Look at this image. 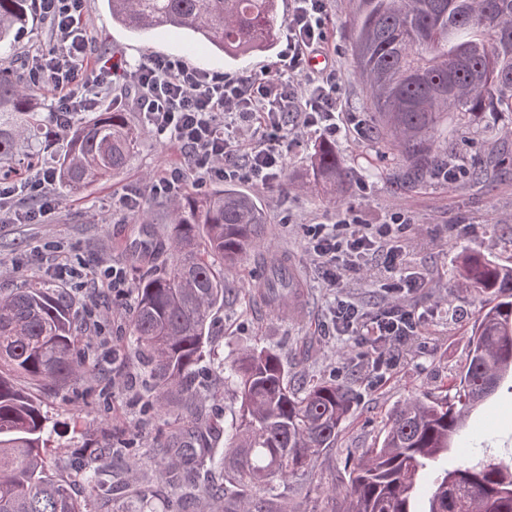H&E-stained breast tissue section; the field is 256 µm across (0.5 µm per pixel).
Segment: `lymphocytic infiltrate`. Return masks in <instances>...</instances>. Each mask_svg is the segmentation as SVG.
Listing matches in <instances>:
<instances>
[{
    "instance_id": "obj_1",
    "label": "lymphocytic infiltrate",
    "mask_w": 512,
    "mask_h": 512,
    "mask_svg": "<svg viewBox=\"0 0 512 512\" xmlns=\"http://www.w3.org/2000/svg\"><path fill=\"white\" fill-rule=\"evenodd\" d=\"M37 6L49 25L50 44L29 56L27 68L34 85L53 88L54 121L68 122L73 114L97 106L102 93L122 85L124 93L112 98L111 107L136 104L152 132L193 160L199 184L222 178L264 184L277 179L284 170L281 143L288 113L298 114L301 128L314 127L331 137L338 132L343 75L332 66L308 68L311 58L325 51V0H293L277 77L232 80L162 57L123 69L92 60L82 22L84 0H37ZM242 129L250 133L244 153L237 147ZM405 224L399 212L388 223L375 225L341 215L334 223L309 226V250L333 287L342 272L359 271L363 254L385 249L383 269L390 278L386 289L397 296L415 286L408 277L393 279L399 253L391 243L402 238ZM416 328L414 313L398 306L366 325L378 348L403 342Z\"/></svg>"
}]
</instances>
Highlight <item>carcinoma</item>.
<instances>
[{
	"label": "carcinoma",
	"instance_id": "cac0c4a2",
	"mask_svg": "<svg viewBox=\"0 0 512 512\" xmlns=\"http://www.w3.org/2000/svg\"><path fill=\"white\" fill-rule=\"evenodd\" d=\"M350 50L377 137L407 172L428 174L452 123L468 129L487 112L512 113V0H349ZM112 21L132 32L175 27L228 55L272 47L282 21L277 0H107ZM36 19L33 0H0V49L19 61L0 69V181L49 171L59 188L81 192L130 167L140 132L122 111L93 112L72 129L55 127L63 153L27 152L47 137L49 118L35 101L16 43ZM314 181L331 187L349 171L328 142L316 145ZM166 240L132 247L140 267L129 327L163 411L194 418L192 377L203 362L213 311L230 284L212 259L232 268L264 241L266 216L232 185L173 200ZM458 279L484 298L453 399L412 397L393 409L380 446L365 449L342 487L346 512H512V464L471 460L439 471L422 493L419 472L448 455L470 410L512 375V267L465 253ZM297 287L289 271L271 270L259 288L271 308ZM73 301L51 281L0 294V512H87L68 483L50 473L43 434L47 416L17 384L78 382L96 372L84 349L92 339ZM239 407L220 480L200 487L210 512H274L288 479L315 478V463L336 447L355 394L348 384L294 386L280 356L265 347L224 365ZM213 433L189 430L165 442L154 463L175 480L203 463Z\"/></svg>",
	"mask_w": 512,
	"mask_h": 512
}]
</instances>
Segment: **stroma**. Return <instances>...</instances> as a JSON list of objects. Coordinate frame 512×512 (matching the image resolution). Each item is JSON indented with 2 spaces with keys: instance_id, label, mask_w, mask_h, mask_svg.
Returning a JSON list of instances; mask_svg holds the SVG:
<instances>
[{
  "instance_id": "stroma-1",
  "label": "stroma",
  "mask_w": 512,
  "mask_h": 512,
  "mask_svg": "<svg viewBox=\"0 0 512 512\" xmlns=\"http://www.w3.org/2000/svg\"><path fill=\"white\" fill-rule=\"evenodd\" d=\"M349 19V0H326L327 56L344 75L341 130L333 144L351 177L332 191L308 185L310 156L320 136L301 130L289 132L283 145L287 189H279L274 182L237 180V188L255 197L267 215L266 242L224 273L234 289L213 315L212 356L205 361L211 391L199 402L197 420L204 429L231 424L238 404L221 364L254 346L278 353L292 380L351 384L357 402L335 450L320 456L316 464L319 475L339 484L347 482L351 469L348 450L377 446L393 408L412 396L443 395L444 385L460 374L481 308L474 290L457 284L461 251L478 252L512 266V173L492 170L481 180L470 175L488 157H512V136L503 133L512 124V115L495 114L473 129L449 134L447 153L461 169L457 179L446 181L432 174L407 179L403 163L386 153L373 133L365 93L354 74ZM83 25L95 56L133 65L157 56L234 79L275 74L281 51L276 45L231 60L207 44L191 42L174 28L157 29L140 39L113 24L102 0H86ZM125 111L130 123L144 131L125 172L89 186L79 196L61 194L60 206L43 223H0L1 291L46 278L44 246L48 243L87 267L118 264L125 267L129 279L137 278L129 246L141 238L142 227L132 223L131 211L120 200L131 195L149 205L155 231L163 232L166 197L153 192V180L180 157L163 139L146 131L145 117L137 107L129 105ZM341 211L360 224H382L396 212L408 220L401 242V269L403 274L419 276L422 286L402 298L401 304L420 315L421 323L416 335L400 348L394 365L382 370H371V347L361 335L339 330L333 307L336 297L343 296L371 316L391 308L393 299L378 281L383 255L367 254L360 271L343 277L336 290L327 286L309 256V225L335 221ZM280 257L288 260L299 284V311L294 315L272 311L257 293L270 264ZM62 288L73 298L86 335L94 339L91 355L100 370L96 377L64 388H29L53 429L51 471L70 483L88 512H99L108 499L115 512H133L142 495L154 512H166L174 491L156 477L150 464L163 457L161 442L180 433L186 422L173 415L153 418L147 411V376L134 357L129 335L134 297L129 292L104 296L99 290L68 282ZM98 299L107 309L96 319L89 312L92 301ZM459 446L460 454H449L445 467L455 466L459 455H471L481 446L486 447L488 458L512 459L511 377L473 408ZM99 465L111 466L114 489L108 496L92 497L78 475L86 467ZM291 484L289 512H344L346 508L343 497L328 496L313 483L295 478Z\"/></svg>"
}]
</instances>
